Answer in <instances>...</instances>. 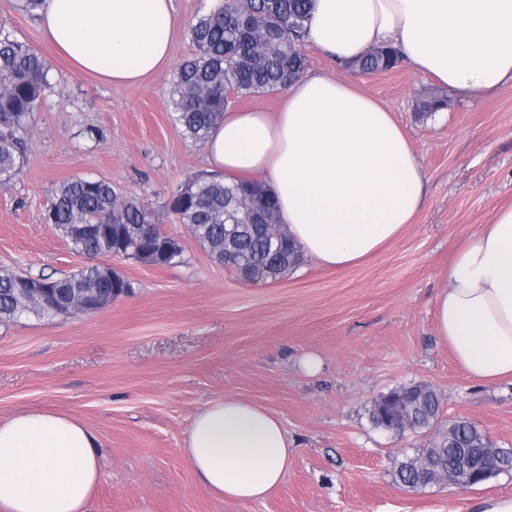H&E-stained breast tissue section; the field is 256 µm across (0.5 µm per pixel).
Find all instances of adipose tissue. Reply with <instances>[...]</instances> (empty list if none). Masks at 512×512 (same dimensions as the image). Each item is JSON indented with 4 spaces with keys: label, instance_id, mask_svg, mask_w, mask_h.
<instances>
[{
    "label": "adipose tissue",
    "instance_id": "adipose-tissue-1",
    "mask_svg": "<svg viewBox=\"0 0 512 512\" xmlns=\"http://www.w3.org/2000/svg\"><path fill=\"white\" fill-rule=\"evenodd\" d=\"M45 41L80 73L127 85L169 60L173 0H43ZM307 46L341 64L391 46L419 73L479 96L512 79V0H314ZM225 180L255 178L304 254L344 268L396 240L425 202L426 173L392 110L348 79L301 76L280 108L230 109L204 145ZM436 329L473 380L512 378V207L451 249ZM185 459L221 501H261L290 455L282 421L234 396L208 401ZM103 477L86 424L45 411L0 420V512H89Z\"/></svg>",
    "mask_w": 512,
    "mask_h": 512
}]
</instances>
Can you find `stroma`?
Here are the masks:
<instances>
[{"mask_svg": "<svg viewBox=\"0 0 512 512\" xmlns=\"http://www.w3.org/2000/svg\"><path fill=\"white\" fill-rule=\"evenodd\" d=\"M213 4L173 0L182 29L170 62L138 84L111 86L76 73L36 15L0 0V26L50 67L26 166L0 186V269L58 277L86 265L43 220L56 187L73 177L147 198L184 256L172 267L109 257L128 295L87 317L27 313L0 324V420L31 409L81 419L106 462L93 512H133L143 500L155 512H470L474 500L512 496V472L469 489L414 490L394 476L452 420L512 448V380L471 379L435 323L451 245L512 207V80L468 99L403 61L366 74L307 49V74L347 76L395 113L427 175V201L365 262L327 269L306 256L279 280L250 282L215 263L168 207L188 176L210 170L203 147L176 127L170 92L195 53L186 28ZM433 95L446 99L443 114L420 111ZM307 354L323 362L317 375L300 369ZM417 382L438 391V423L401 435L377 428L373 401ZM225 395L266 407L288 431V472L265 500L215 499L184 458L194 414Z\"/></svg>", "mask_w": 512, "mask_h": 512, "instance_id": "stroma-1", "label": "stroma"}]
</instances>
